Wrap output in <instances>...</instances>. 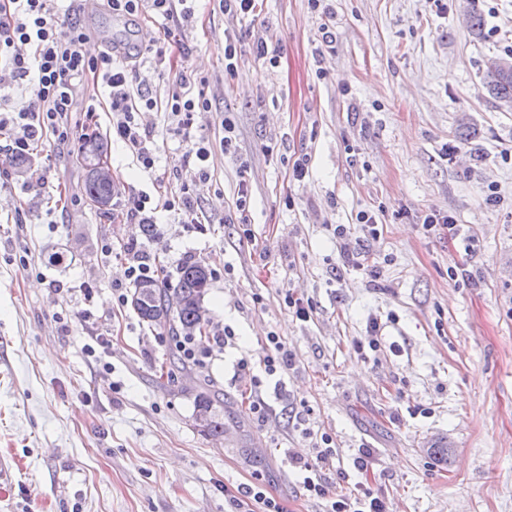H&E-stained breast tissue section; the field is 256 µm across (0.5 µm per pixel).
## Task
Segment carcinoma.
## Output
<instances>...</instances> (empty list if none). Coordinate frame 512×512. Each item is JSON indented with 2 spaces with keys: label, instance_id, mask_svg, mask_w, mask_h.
Instances as JSON below:
<instances>
[{
  "label": "carcinoma",
  "instance_id": "cac0c4a2",
  "mask_svg": "<svg viewBox=\"0 0 512 512\" xmlns=\"http://www.w3.org/2000/svg\"><path fill=\"white\" fill-rule=\"evenodd\" d=\"M487 89L499 103L512 105V73L487 65ZM104 146L91 143L83 150V159L89 167L86 195L94 204L105 207L110 203L109 182L98 173L104 160ZM210 284V271L205 267L186 263L181 267L178 283L173 288L161 281H145L135 286L131 305L140 318L154 327L166 330L173 336H193L203 332L200 310ZM213 398L207 391L197 394L195 399L196 422L207 434L224 432V420L212 412Z\"/></svg>",
  "mask_w": 512,
  "mask_h": 512
}]
</instances>
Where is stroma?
I'll list each match as a JSON object with an SVG mask.
<instances>
[{"label":"stroma","instance_id":"1","mask_svg":"<svg viewBox=\"0 0 512 512\" xmlns=\"http://www.w3.org/2000/svg\"><path fill=\"white\" fill-rule=\"evenodd\" d=\"M85 22L129 47L158 35L104 11ZM228 32L242 37L230 74ZM257 38L277 64L254 57ZM181 40L180 64L211 81L213 111L194 134L217 136L226 116L238 135L237 156L214 148L197 186L201 228L172 219L147 237L123 210L130 193L195 178L159 112L139 115L155 131L150 169L113 139L106 111L69 113L66 152L47 135L26 164L0 163V512H232L229 492L256 480L285 512H323L299 467L322 433L341 465L322 472L330 492L365 481L389 512H512V110L486 88L487 60L512 44V0H263L255 17L198 0ZM464 119L477 138L460 139ZM90 135L115 181L105 211L85 192ZM492 187L503 204L487 203ZM362 211L378 223L366 243L376 279L345 266L334 236ZM431 212L452 215L471 247L425 231ZM132 247L172 287L184 263L221 270L203 299L205 369L182 367L161 329L117 305L135 288ZM289 287L313 302L310 320L289 311ZM271 333L296 364L268 376ZM243 358L260 387L238 371ZM203 390L219 396L223 435L196 423ZM259 397L263 422L249 410ZM439 440L444 463L430 453ZM363 448L373 464L361 473Z\"/></svg>","mask_w":512,"mask_h":512}]
</instances>
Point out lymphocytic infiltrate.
<instances>
[{
  "mask_svg": "<svg viewBox=\"0 0 512 512\" xmlns=\"http://www.w3.org/2000/svg\"><path fill=\"white\" fill-rule=\"evenodd\" d=\"M102 6L119 18L158 21L155 60L160 65L166 62L165 45L179 43L183 24L192 15L188 0H102ZM84 10L80 0H69L64 7L59 0H0V67L9 74L8 79H0V101L11 100L17 88L26 90L17 108L0 114V130L10 133L7 159L29 155L32 142L48 131L53 133L57 146L70 145L73 132L64 118L79 107L84 108L87 117H94L96 105L79 102L80 90L94 83L108 92L113 133L143 168H153L157 151L152 131L139 122L138 115L143 111L161 112L168 133L184 144L182 164L193 166L198 180L207 181L211 143L205 137L192 136L191 131L197 117L212 110L207 94L209 78L179 70L160 99L134 87L130 75L138 55L130 54L117 62L106 50L95 57L85 54L91 31L82 20ZM62 21L69 26V36L64 40L56 35ZM160 210L178 217L181 223H197L194 187L180 185L159 203L143 191L129 194L125 201L127 217L142 224L156 223ZM321 441L316 457L319 470L332 465L336 456L332 437L322 435ZM319 470L304 477L303 488L310 496L328 499L326 512H387L383 497L363 484L353 497H329Z\"/></svg>",
  "mask_w": 512,
  "mask_h": 512,
  "instance_id": "1",
  "label": "lymphocytic infiltrate"
}]
</instances>
